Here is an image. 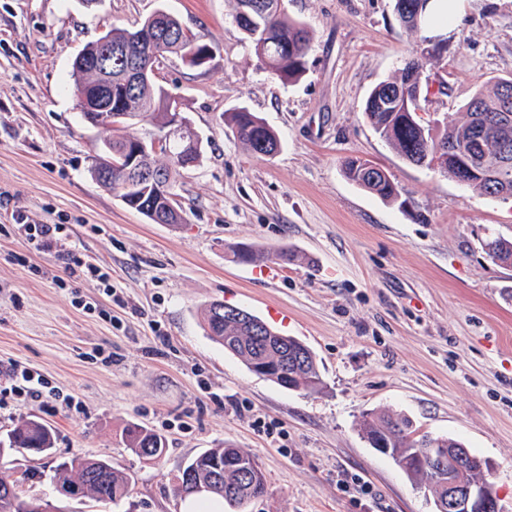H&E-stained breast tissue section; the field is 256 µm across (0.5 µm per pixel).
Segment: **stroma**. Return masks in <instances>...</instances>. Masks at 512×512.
I'll return each mask as SVG.
<instances>
[{"mask_svg": "<svg viewBox=\"0 0 512 512\" xmlns=\"http://www.w3.org/2000/svg\"><path fill=\"white\" fill-rule=\"evenodd\" d=\"M161 8L213 50L200 67L166 56L154 77L181 97L202 142L199 165L173 187L181 224L151 223L93 180L112 133L82 118L71 78L86 44ZM287 9L313 32L307 71L292 84L262 68L234 0H0V365L18 363L55 389L40 402L0 394V437L32 415L53 434L46 454L0 457L19 496L57 512H183L175 476L224 444L251 454L267 479L244 512H433L359 430L363 413L393 410L487 461L512 512V267L481 248L512 237V198L401 159L365 118L371 88L417 49L394 0ZM432 36L425 73L437 90L426 113L456 115L492 78L512 77V0H463ZM239 106L279 135V153L245 149L224 123ZM349 156L385 169L400 201L351 183ZM18 213L66 225L64 249L104 267L112 295L81 279L58 284L61 260L17 234ZM240 244L255 247L253 261L234 260ZM284 247L297 262L276 259ZM77 295L96 310L73 305ZM214 301L304 342L322 388L283 389L226 353L202 325ZM132 424L165 439L161 459L125 448ZM76 456L128 473L129 496H60L55 470Z\"/></svg>", "mask_w": 512, "mask_h": 512, "instance_id": "stroma-1", "label": "stroma"}]
</instances>
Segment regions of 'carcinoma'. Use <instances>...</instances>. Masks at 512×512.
I'll return each mask as SVG.
<instances>
[{
	"label": "carcinoma",
	"mask_w": 512,
	"mask_h": 512,
	"mask_svg": "<svg viewBox=\"0 0 512 512\" xmlns=\"http://www.w3.org/2000/svg\"><path fill=\"white\" fill-rule=\"evenodd\" d=\"M272 8L260 21V29L255 38L248 39L254 54L261 65L279 79L292 83L306 73L307 56L311 49L313 35L300 20L291 18L286 8L279 6L280 0H267ZM398 20L407 35L413 39L424 40L423 32L435 24L432 13H427L425 26L410 27L406 24L404 12L396 10ZM112 38V48L119 55L112 56V111L127 112L138 121L153 129H163L166 118V99L171 93L151 81L149 83L129 84L127 62L138 61L143 65L155 66L159 58L166 53L183 56L192 48H203L194 36L185 29L180 21L167 12L161 17L149 16L137 30L114 27L108 31ZM423 68L426 66L424 55H415L404 62V68L389 80L375 85L369 92L364 105V114L379 136L405 161L428 167H435L450 176L454 173V162L448 159V153L437 152V147L446 144L463 148L475 135L479 116L496 110L500 86L512 77L500 78L480 91L465 105L462 118H452L434 128L416 126L401 120L398 95L403 91L405 68L408 66ZM72 77L74 94L82 117L94 126L110 128L112 140L107 146L112 149V159H105L94 165L92 175L102 186L114 193L121 192L127 175L110 161L118 160L128 148L134 134L127 131L128 125L109 120L110 113L101 112L84 103L82 93L101 81L100 75L78 62H73ZM224 121L238 140L252 153L269 157L281 147L277 133L262 119L244 107L224 113ZM195 133L191 128L175 132L168 139L165 149L158 153L149 152L140 158V167L162 173L164 183L173 185L175 175L184 166L179 156L185 153ZM507 144L512 148V126L498 128L483 139L484 150L473 160L476 167H492L499 163L500 149ZM359 159L349 158L344 162L345 176L367 192L389 203L396 202L401 191L387 174L381 171L364 172L358 165ZM154 209L165 224H180L182 215L173 199L172 191L149 186L144 200L135 207ZM486 254L494 262L512 265V237H496L483 244ZM213 306L204 313V325L207 336L224 346V350L251 366L253 360L270 354V347L249 332L242 330L235 322H215ZM293 378L291 385L299 390L316 392L322 385L319 368L309 362L290 369ZM360 430L371 444L379 441L387 443L391 454L404 456L420 438L413 437L417 430L407 418L391 413L366 412L362 415ZM125 447L133 454L138 449L146 451L145 459L157 460L165 452L164 438L142 425L133 424L125 430ZM0 446L7 450L21 448L35 454H42L52 448V435L36 417L28 418L15 426L7 438L0 440ZM252 458L239 448H212L194 457L188 466L179 472L177 493L184 497H219L231 508L241 509L251 499L263 496L267 485L243 484L245 469ZM57 484H77L82 497L98 502L116 504L129 494L130 477L105 459L74 458L57 467ZM195 484L211 487V491L201 495L188 493L187 480ZM45 506L40 500H23L15 492V484L8 478L0 477V512H39Z\"/></svg>",
	"instance_id": "obj_1"
}]
</instances>
